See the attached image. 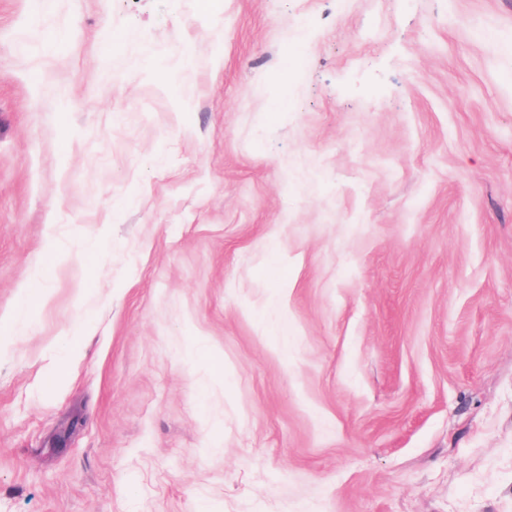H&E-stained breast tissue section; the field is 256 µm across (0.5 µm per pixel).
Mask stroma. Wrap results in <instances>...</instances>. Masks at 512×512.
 Masks as SVG:
<instances>
[{
    "label": "stroma",
    "mask_w": 512,
    "mask_h": 512,
    "mask_svg": "<svg viewBox=\"0 0 512 512\" xmlns=\"http://www.w3.org/2000/svg\"><path fill=\"white\" fill-rule=\"evenodd\" d=\"M8 317L0 512H512V0H0Z\"/></svg>",
    "instance_id": "1"
}]
</instances>
